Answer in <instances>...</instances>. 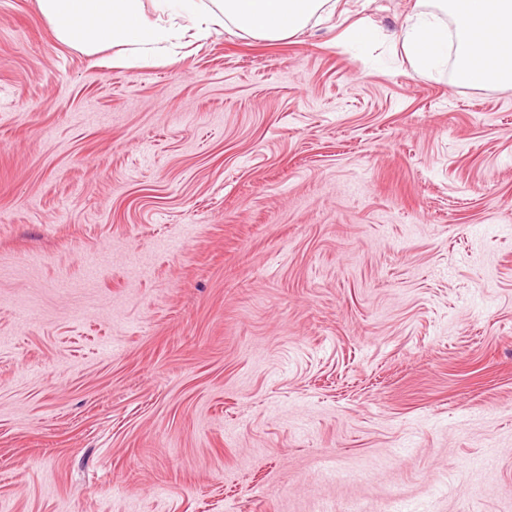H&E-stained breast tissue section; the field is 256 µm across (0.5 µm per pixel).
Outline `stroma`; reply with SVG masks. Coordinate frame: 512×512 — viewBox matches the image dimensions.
Wrapping results in <instances>:
<instances>
[{
    "instance_id": "obj_1",
    "label": "stroma",
    "mask_w": 512,
    "mask_h": 512,
    "mask_svg": "<svg viewBox=\"0 0 512 512\" xmlns=\"http://www.w3.org/2000/svg\"><path fill=\"white\" fill-rule=\"evenodd\" d=\"M415 4L118 65L0 0V512H512V89ZM422 1L417 0L395 43H400L415 70L433 72L448 66L450 32L437 13L417 9ZM375 30L364 19L351 23L336 37V44L344 49H359L374 35Z\"/></svg>"
}]
</instances>
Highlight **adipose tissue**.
Here are the masks:
<instances>
[{"label":"adipose tissue","instance_id":"adipose-tissue-1","mask_svg":"<svg viewBox=\"0 0 512 512\" xmlns=\"http://www.w3.org/2000/svg\"><path fill=\"white\" fill-rule=\"evenodd\" d=\"M339 0H37L55 39L93 57L118 46L121 60L176 58L185 38L236 28L266 41L285 42L311 19L332 17ZM415 70L457 65L460 81L471 71H498L512 87V0H437L436 11L413 10L398 38Z\"/></svg>","mask_w":512,"mask_h":512}]
</instances>
